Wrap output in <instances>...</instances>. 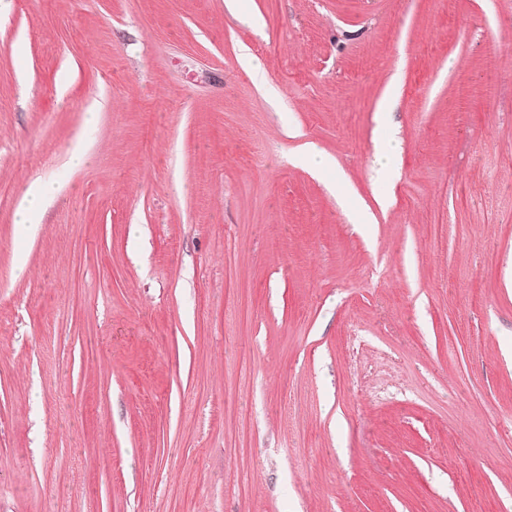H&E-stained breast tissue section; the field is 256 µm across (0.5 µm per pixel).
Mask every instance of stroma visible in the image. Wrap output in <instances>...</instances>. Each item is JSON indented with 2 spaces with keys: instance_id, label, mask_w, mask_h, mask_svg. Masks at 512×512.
I'll list each match as a JSON object with an SVG mask.
<instances>
[{
  "instance_id": "obj_1",
  "label": "stroma",
  "mask_w": 512,
  "mask_h": 512,
  "mask_svg": "<svg viewBox=\"0 0 512 512\" xmlns=\"http://www.w3.org/2000/svg\"><path fill=\"white\" fill-rule=\"evenodd\" d=\"M6 2L0 512H512V0ZM56 188L51 181L37 179L25 190L15 213V224L25 227L35 224V218L54 197Z\"/></svg>"
}]
</instances>
